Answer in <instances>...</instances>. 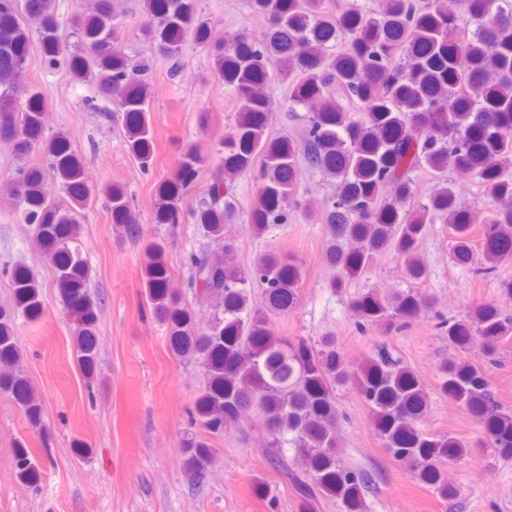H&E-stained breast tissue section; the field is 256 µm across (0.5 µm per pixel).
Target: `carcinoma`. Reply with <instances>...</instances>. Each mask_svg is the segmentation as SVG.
Masks as SVG:
<instances>
[{
	"label": "carcinoma",
	"mask_w": 512,
	"mask_h": 512,
	"mask_svg": "<svg viewBox=\"0 0 512 512\" xmlns=\"http://www.w3.org/2000/svg\"><path fill=\"white\" fill-rule=\"evenodd\" d=\"M461 4L456 16L443 0H389L384 15L374 17L357 11L331 15L324 0H251L252 8L268 17V32L260 41L242 35L225 44L212 41L197 0H143L142 36L167 57L177 56L185 37L193 36L209 48L215 74L240 100L236 131L224 140L209 200L197 212L204 235L221 247L190 255L188 287L215 299L206 332L193 333L195 316L179 306L170 289L163 246L154 242L145 248L146 299L166 325L173 348L199 356L207 372L197 411L201 432L186 448L185 463L194 471H205L214 460L206 436L220 435L231 424L243 431L256 415L267 442L263 452L283 474L296 468L303 475L297 482L302 498L311 504L334 495L349 512H364L371 476L337 460L336 388L349 385L370 408L377 435L392 457L441 497L454 496L442 480V468L460 460L467 444L431 438L418 427L427 393L411 369L382 353L356 369L343 359L332 335L294 344L272 333L267 313L297 304L298 269L274 250L260 254L248 270L235 264V247L224 240V214L233 203L221 198L220 188L250 171L262 155L261 192L250 212L253 231L262 235L287 220L300 165L336 177L332 202L307 215L329 225L326 258L337 269L330 285L342 288L388 249L404 258L407 279L424 277L417 247L428 220L440 219L453 231L456 263L472 261L467 231L478 217L456 207V186L446 175L453 164L477 177L497 204L483 241L484 270L492 273L499 263L512 261V175L505 171L512 159V0ZM25 9L23 20L15 0H0V138L13 141L21 158L43 146L49 164L21 168L9 200L34 225L33 243L54 265L56 286L77 327V361L89 373L95 363L98 301L86 290V264L73 246L89 202L84 169L65 138H44L42 96L24 85L25 60L32 51L48 56L59 51L52 0H25ZM466 17L481 19L482 31L461 35ZM78 34L82 51L70 58L73 75L91 78L98 93L112 101L132 155L141 168H150L154 144L142 78L146 65L118 47L112 0H92L79 15ZM336 40L347 44L337 55L329 49ZM271 68L291 79V108L309 112L295 138H264ZM341 99L360 104L364 118L352 119ZM421 166L439 175L438 188L428 202L410 209L406 204L416 195L413 172ZM198 174L199 164L179 161L159 189L157 223H179L181 201ZM51 183L65 190L68 205L52 198ZM108 199L112 223L136 233L137 219L124 191L114 188ZM12 283L15 309L38 317L42 302L34 275L17 266ZM256 288L265 312L250 306ZM351 303L373 325L391 326L423 310L409 290L387 300L362 295ZM511 335L512 315L496 305H478L466 318L448 322V343L457 355L441 366L443 391L482 426L479 446L494 449L506 461L512 460V412L495 399L485 374L461 354L479 336L493 361L500 340ZM19 359L11 314L0 311V364L12 368L0 378V388L13 395L34 424L39 403L18 371ZM288 444L294 448L291 459L284 451ZM14 467L21 478H36L22 448Z\"/></svg>",
	"instance_id": "1"
}]
</instances>
